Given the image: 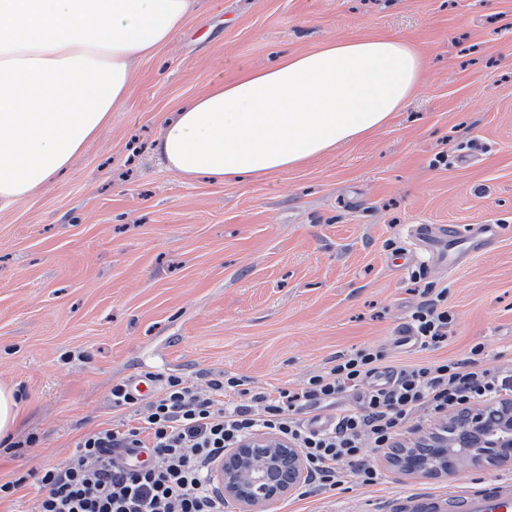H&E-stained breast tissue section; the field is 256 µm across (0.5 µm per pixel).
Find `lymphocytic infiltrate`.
<instances>
[{
	"mask_svg": "<svg viewBox=\"0 0 512 512\" xmlns=\"http://www.w3.org/2000/svg\"><path fill=\"white\" fill-rule=\"evenodd\" d=\"M447 296L439 291L411 315L422 348L448 340ZM484 359L478 343L460 359L397 368L384 350L362 347L337 356L329 371L311 376L296 391L254 393L242 379L226 375L210 378L201 389L171 375L145 407L130 382L117 381L112 406L133 410L134 425L83 435L65 466L38 476L43 494L35 512H226L213 469L225 450L259 432L282 436L301 449L303 496L335 489L348 477L375 485L382 474L366 449L395 448L417 411L439 419L460 406L512 396V373L485 366ZM385 373L389 382L379 383ZM352 391L356 403L343 404L342 396ZM328 411L332 424L314 427ZM140 451L146 460H136Z\"/></svg>",
	"mask_w": 512,
	"mask_h": 512,
	"instance_id": "1",
	"label": "lymphocytic infiltrate"
}]
</instances>
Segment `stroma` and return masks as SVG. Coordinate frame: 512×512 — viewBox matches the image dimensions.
I'll list each match as a JSON object with an SVG mask.
<instances>
[{
	"label": "stroma",
	"mask_w": 512,
	"mask_h": 512,
	"mask_svg": "<svg viewBox=\"0 0 512 512\" xmlns=\"http://www.w3.org/2000/svg\"><path fill=\"white\" fill-rule=\"evenodd\" d=\"M399 35L423 54L422 81L389 125L258 181H185L152 151L166 121L210 83L342 38ZM498 241L452 270L411 229ZM426 288L447 289V344L401 345ZM512 369V0H204L69 169L0 209V386L19 395L0 442V481L28 480L0 512H32V473L63 465L92 430L128 421L113 382L147 372L204 384L297 389L337 355L369 346L391 365L464 357ZM369 459L350 481L272 512H377L393 497L510 477L448 475Z\"/></svg>",
	"instance_id": "1"
}]
</instances>
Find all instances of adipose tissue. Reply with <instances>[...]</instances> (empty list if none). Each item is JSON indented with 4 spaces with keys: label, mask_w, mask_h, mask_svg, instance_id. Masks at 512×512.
Returning a JSON list of instances; mask_svg holds the SVG:
<instances>
[{
    "label": "adipose tissue",
    "mask_w": 512,
    "mask_h": 512,
    "mask_svg": "<svg viewBox=\"0 0 512 512\" xmlns=\"http://www.w3.org/2000/svg\"><path fill=\"white\" fill-rule=\"evenodd\" d=\"M201 0H0V207L64 171ZM425 59L398 36L339 39L212 84L155 144L185 179H260L383 128Z\"/></svg>",
    "instance_id": "1"
}]
</instances>
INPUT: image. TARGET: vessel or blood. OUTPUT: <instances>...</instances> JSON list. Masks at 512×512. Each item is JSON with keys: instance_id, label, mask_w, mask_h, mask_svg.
I'll list each match as a JSON object with an SVG mask.
<instances>
[{"instance_id": "1", "label": "vessel or blood", "mask_w": 512, "mask_h": 512, "mask_svg": "<svg viewBox=\"0 0 512 512\" xmlns=\"http://www.w3.org/2000/svg\"><path fill=\"white\" fill-rule=\"evenodd\" d=\"M499 237L495 224H477L462 236L429 224L415 228L419 245L436 256L439 264L457 266L465 257L487 250ZM391 512H512V479L489 477L473 489L445 494L413 493L398 498Z\"/></svg>"}]
</instances>
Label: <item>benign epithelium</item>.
<instances>
[{
  "mask_svg": "<svg viewBox=\"0 0 512 512\" xmlns=\"http://www.w3.org/2000/svg\"><path fill=\"white\" fill-rule=\"evenodd\" d=\"M486 462L512 465V399L448 417L405 449L397 470L439 475ZM299 448L280 436L256 433L224 453L214 480L235 512H270L304 479Z\"/></svg>",
  "mask_w": 512,
  "mask_h": 512,
  "instance_id": "7a95c632",
  "label": "benign epithelium"
}]
</instances>
